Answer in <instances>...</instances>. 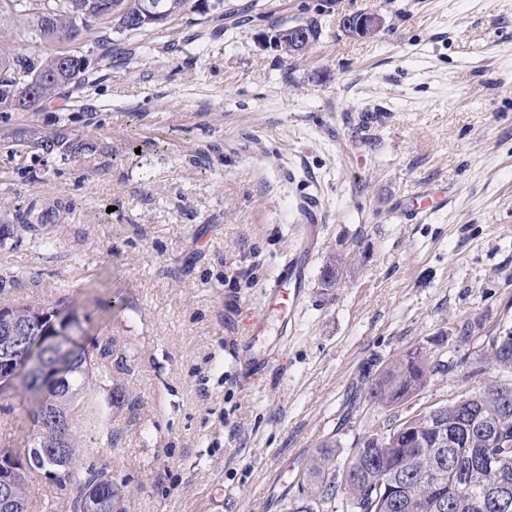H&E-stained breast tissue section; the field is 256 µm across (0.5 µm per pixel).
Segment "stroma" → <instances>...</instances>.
I'll return each mask as SVG.
<instances>
[{
  "mask_svg": "<svg viewBox=\"0 0 512 512\" xmlns=\"http://www.w3.org/2000/svg\"><path fill=\"white\" fill-rule=\"evenodd\" d=\"M375 13L367 36L345 18ZM315 24L304 55L277 29ZM110 35L95 84L0 115V305H63L88 354L112 346L115 446L77 415L80 467L109 464L126 512H285L325 440L349 457L394 418L475 391L512 330V0H221L166 29ZM83 144L47 154L32 133ZM448 209L396 202L436 186ZM322 214L315 246L299 205ZM305 288L283 340L245 343L287 256ZM342 261L324 290L328 256ZM448 370L395 408L367 399L409 349ZM268 366L249 371L253 351ZM38 394L0 391V448L25 455Z\"/></svg>",
  "mask_w": 512,
  "mask_h": 512,
  "instance_id": "stroma-1",
  "label": "stroma"
}]
</instances>
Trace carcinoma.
I'll list each match as a JSON object with an SVG mask.
<instances>
[{"mask_svg":"<svg viewBox=\"0 0 512 512\" xmlns=\"http://www.w3.org/2000/svg\"><path fill=\"white\" fill-rule=\"evenodd\" d=\"M105 0H0V39L8 27L23 24L30 38L37 42L58 45L61 50L46 58L15 54L0 42V114L38 111L44 99H51L64 88L84 87L86 77L73 59L62 55L74 38L72 19L80 14L87 18L86 27L105 22L102 4ZM122 13L112 17L115 32L138 31L148 26L163 25L186 10H201L205 0H158L160 13L146 15L152 0H118ZM33 72L43 79L40 94L21 109L16 108L14 96H24L22 86L15 85L18 72ZM33 145L51 153L59 148L77 150L78 139L62 130L35 139ZM44 226L40 213L28 211L24 223L9 230L36 233ZM339 262L332 257L323 268L325 289L336 286ZM45 308L33 304L6 307L0 313V339L17 325L27 322ZM48 364L64 363L69 371V389L65 392L42 390L40 376L24 378V390L41 395L40 405L49 408L61 418L72 421L79 410L86 418L99 425L107 444H112V420L97 399V384H105L107 376L98 360L112 356L111 343L92 359L86 352L73 347L71 336L44 350ZM488 363L512 370V331L495 336L485 355ZM445 365L431 360L418 349H409L397 357L368 387V398L381 407H391L424 388ZM448 421V430L458 435L454 446L440 448L434 444L431 423L414 420L410 427L413 436H401L392 446L378 448L374 442L360 447L362 459L352 456L345 460L336 454V441L321 443L307 459L296 483L297 496L289 502L288 512H315L317 509H335L336 499L343 497L352 512H430L435 498L434 489L442 491L445 499L443 512H488L485 500L506 482L512 485V465L508 469H490L482 465V456L502 448L512 455V382L491 380L479 391L468 395L466 405L458 410L452 404L442 407ZM84 450L76 446L73 429L67 432V448L63 456L50 449L38 447L27 450L26 465L13 487L14 498L29 507V476L33 470H43L62 489L75 491L82 487L92 489L89 500L72 496L66 506L68 512H125V484L112 476L108 465L89 466L85 472L75 468ZM401 465L397 475L399 490L388 497L378 495L375 485L389 478L388 469ZM346 476L345 488L336 485V474Z\"/></svg>","mask_w":512,"mask_h":512,"instance_id":"carcinoma-1","label":"carcinoma"}]
</instances>
